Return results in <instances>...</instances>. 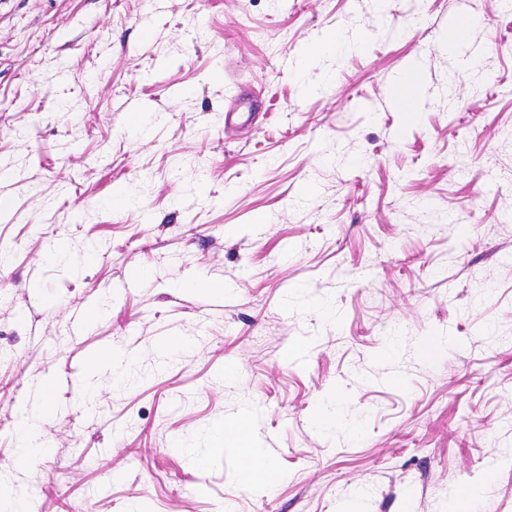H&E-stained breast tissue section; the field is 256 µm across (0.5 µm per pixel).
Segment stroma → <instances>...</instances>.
<instances>
[{
	"label": "stroma",
	"mask_w": 512,
	"mask_h": 512,
	"mask_svg": "<svg viewBox=\"0 0 512 512\" xmlns=\"http://www.w3.org/2000/svg\"><path fill=\"white\" fill-rule=\"evenodd\" d=\"M0 252L33 512H512V0H0ZM15 435L18 445L15 453L14 463L16 466H27L34 462L42 453V446L37 442L36 430L30 419L20 420L15 428ZM244 470L250 471L252 475L251 484L245 485L242 482V473ZM270 470H275L273 465L268 459H266L260 451L249 452L242 460L239 470L240 481L245 486H251L253 484L265 481V476Z\"/></svg>",
	"instance_id": "obj_1"
}]
</instances>
